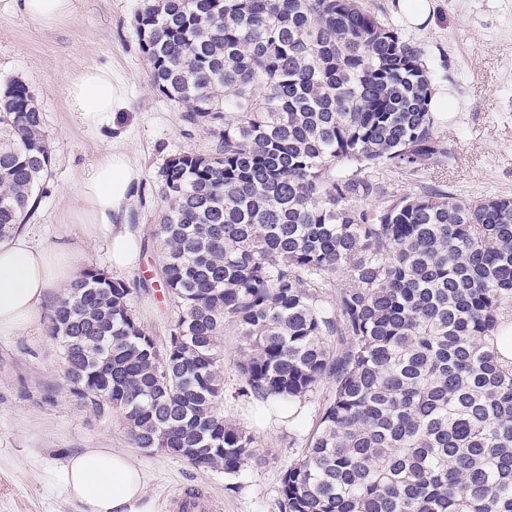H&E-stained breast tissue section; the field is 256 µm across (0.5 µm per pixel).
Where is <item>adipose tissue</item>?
<instances>
[{
  "mask_svg": "<svg viewBox=\"0 0 512 512\" xmlns=\"http://www.w3.org/2000/svg\"><path fill=\"white\" fill-rule=\"evenodd\" d=\"M19 14L45 28L71 21L77 0H15ZM66 99L71 111L93 120L108 118L120 102L110 70L91 68L70 79ZM139 172L120 150L107 148L81 179L78 201L82 221L51 245L22 233L0 243V336H12L39 324L51 293L70 283L86 261L87 237L108 238L110 262L121 270L135 264L138 241L120 217L133 196ZM63 493L83 512H155L138 458L117 448H86L66 462Z\"/></svg>",
  "mask_w": 512,
  "mask_h": 512,
  "instance_id": "adipose-tissue-1",
  "label": "adipose tissue"
}]
</instances>
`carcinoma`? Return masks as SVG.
I'll return each mask as SVG.
<instances>
[{"label": "carcinoma", "instance_id": "carcinoma-1", "mask_svg": "<svg viewBox=\"0 0 512 512\" xmlns=\"http://www.w3.org/2000/svg\"><path fill=\"white\" fill-rule=\"evenodd\" d=\"M136 24L151 85L216 147L160 170L164 340L102 269L53 303L76 392L136 447L235 474L257 452L224 419L231 328L240 395L292 406L331 384L284 512H512V364L495 346L512 197L425 179L457 154L424 47L363 0H142ZM51 164L33 95L5 81L0 241Z\"/></svg>", "mask_w": 512, "mask_h": 512}]
</instances>
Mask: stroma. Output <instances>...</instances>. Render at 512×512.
Masks as SVG:
<instances>
[{"instance_id":"1","label":"stroma","mask_w":512,"mask_h":512,"mask_svg":"<svg viewBox=\"0 0 512 512\" xmlns=\"http://www.w3.org/2000/svg\"><path fill=\"white\" fill-rule=\"evenodd\" d=\"M397 0H365L404 39L424 45L434 93L457 105L444 113L441 135L458 154L447 174L463 198L512 196V0H433L427 26L409 25ZM140 0H80L69 23L43 28L0 0V81L13 77L34 95L51 149V170L40 184L25 228L42 244L53 243L77 223L75 188L109 147L123 150L141 171L123 221L143 245L138 262L111 270L104 240L87 239V266L111 270L133 288L132 304L144 329L168 334L174 307L160 279V240L155 236L164 203L158 172L173 155L207 153L215 143L202 129L187 130L180 111L150 84L148 62L136 34ZM89 67L111 70L122 98L110 121L95 124L70 111L66 83ZM236 336L224 338V416L255 434L258 461L233 475L202 470L162 451L134 448L119 414L98 416L72 390L62 351L46 327L0 336V512H81L63 494L58 476L67 459L86 448L134 450L148 477L156 512L180 490H197L217 512H281V479L298 462L315 422L323 390L301 406L300 418L280 408L262 409L237 394L233 366Z\"/></svg>"}]
</instances>
